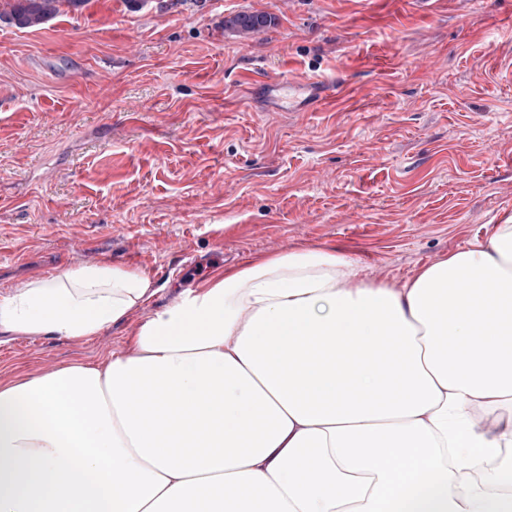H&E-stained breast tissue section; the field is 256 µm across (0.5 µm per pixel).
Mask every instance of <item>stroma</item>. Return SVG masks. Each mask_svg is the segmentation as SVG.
I'll return each instance as SVG.
<instances>
[{
  "label": "stroma",
  "instance_id": "1",
  "mask_svg": "<svg viewBox=\"0 0 512 512\" xmlns=\"http://www.w3.org/2000/svg\"><path fill=\"white\" fill-rule=\"evenodd\" d=\"M266 13L242 37L222 22ZM340 78L315 112L256 89ZM512 219V0H87L0 20V296L81 265L156 294L87 340L0 331V386L132 353L214 273L290 249L402 286Z\"/></svg>",
  "mask_w": 512,
  "mask_h": 512
}]
</instances>
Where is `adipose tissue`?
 I'll return each mask as SVG.
<instances>
[{"instance_id": "1", "label": "adipose tissue", "mask_w": 512, "mask_h": 512, "mask_svg": "<svg viewBox=\"0 0 512 512\" xmlns=\"http://www.w3.org/2000/svg\"><path fill=\"white\" fill-rule=\"evenodd\" d=\"M155 293L72 267L0 296V330L88 339ZM133 345L0 386V512H512V222L399 288L323 249L230 268Z\"/></svg>"}]
</instances>
